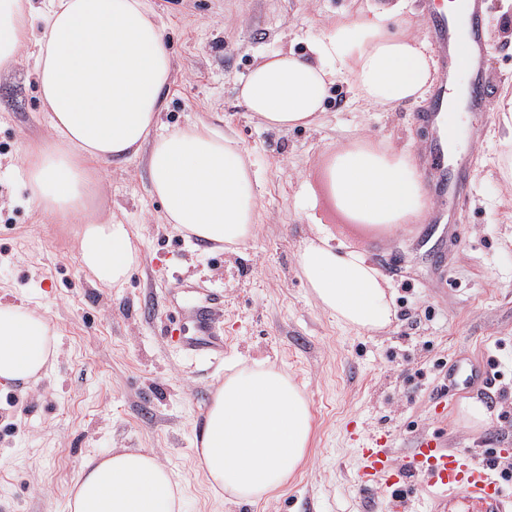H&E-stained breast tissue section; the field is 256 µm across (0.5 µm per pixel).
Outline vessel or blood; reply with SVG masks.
Masks as SVG:
<instances>
[{"mask_svg":"<svg viewBox=\"0 0 512 512\" xmlns=\"http://www.w3.org/2000/svg\"><path fill=\"white\" fill-rule=\"evenodd\" d=\"M463 2L468 18V66L464 69L459 66L447 12L436 0H421L439 64L431 107L421 117L431 130L425 153L430 175L427 189L439 200L431 212L435 224L447 220L449 208L467 201L473 184V173L466 165L450 169L443 164L451 136L443 122L448 110V79L458 76L466 83L467 109L472 113L487 112L494 93L485 69L489 53L483 25L486 0ZM357 455L356 485L364 491L389 493L392 512H415L416 502L426 492L433 497L434 512H512V497L504 494L492 463L470 454L449 452L439 435L417 439L398 464L383 436L377 434L360 443Z\"/></svg>","mask_w":512,"mask_h":512,"instance_id":"obj_1","label":"vessel or blood"}]
</instances>
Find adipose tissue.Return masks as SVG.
Returning <instances> with one entry per match:
<instances>
[{"label": "adipose tissue", "instance_id": "ef3b65f1", "mask_svg": "<svg viewBox=\"0 0 512 512\" xmlns=\"http://www.w3.org/2000/svg\"><path fill=\"white\" fill-rule=\"evenodd\" d=\"M401 0L382 4L311 39L305 53L262 56L240 96L267 127L314 124L331 88L346 80L357 100L395 107L424 97L434 80L425 40L400 31ZM32 28L23 0H0V68L32 47L49 132L27 143L22 165L31 209L74 224L83 266L104 286L138 264L129 225L102 222L86 205L92 163L148 149L150 191L163 221L198 239L239 247L258 222L259 170L223 133L201 125L160 131L171 53L148 0H48ZM326 179L337 208L355 224L389 230L422 221L427 208L410 152L368 138L334 153ZM317 306L357 331L391 324L387 284L357 249L316 230L297 256ZM58 354L56 330L36 312L0 301V382L40 379ZM313 418L304 392L272 365L225 376L195 423L198 462L215 500L270 498L304 463ZM182 484L147 448L87 456L69 512H181Z\"/></svg>", "mask_w": 512, "mask_h": 512}]
</instances>
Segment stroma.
Instances as JSON below:
<instances>
[{"mask_svg": "<svg viewBox=\"0 0 512 512\" xmlns=\"http://www.w3.org/2000/svg\"><path fill=\"white\" fill-rule=\"evenodd\" d=\"M379 0H150L170 43L174 80L165 130L206 124L224 132L264 174L258 231L229 250L201 244L161 220L145 154L97 165L90 205L101 220L131 225L140 261L119 286L84 269L76 227L50 224L28 202L19 151L48 133L34 59L0 69V299L29 307L56 328L59 356L36 382L0 388V512H68L83 459L115 448H152L184 485V512H387L361 499L353 430L385 434L401 457L425 433L448 450L508 449L512 468V191L498 166L504 147L495 115L468 114L449 161L471 159L469 199L445 224L396 231L349 223L326 195L330 155L368 137L424 161L429 99L393 109L354 102L346 82L330 91L317 125L264 127L240 97L265 53L304 52L309 36L356 17ZM486 70L512 92V0H486ZM315 212L336 241L366 253L394 297L378 332L347 330L316 306L296 256ZM215 306L224 358L190 356L193 313ZM492 367L491 385L471 380V361ZM268 363L305 393L313 434L305 462L269 500L214 502L195 459L193 423L231 369ZM481 401L490 421L459 418Z\"/></svg>", "mask_w": 512, "mask_h": 512, "instance_id": "1", "label": "stroma"}]
</instances>
